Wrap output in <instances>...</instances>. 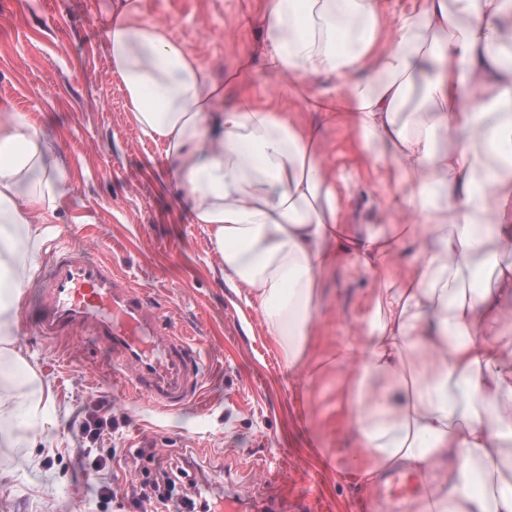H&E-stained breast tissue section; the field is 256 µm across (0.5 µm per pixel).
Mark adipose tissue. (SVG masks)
I'll return each mask as SVG.
<instances>
[{"label":"adipose tissue","mask_w":512,"mask_h":512,"mask_svg":"<svg viewBox=\"0 0 512 512\" xmlns=\"http://www.w3.org/2000/svg\"><path fill=\"white\" fill-rule=\"evenodd\" d=\"M506 0H264L260 67L321 102L342 81L360 146L396 171L404 225L344 223L317 127L225 100L197 53L115 0L109 64L133 125L161 143L225 283L244 289L292 371L309 369L323 273L371 275L342 399L371 483L425 476L416 512H512V11ZM421 86L416 111L408 93ZM69 193L40 129L0 115V440L27 442L51 389L14 350L40 225ZM411 268L394 273L407 247Z\"/></svg>","instance_id":"1"}]
</instances>
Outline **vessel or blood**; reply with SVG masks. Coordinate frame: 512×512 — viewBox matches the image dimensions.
<instances>
[{
  "mask_svg": "<svg viewBox=\"0 0 512 512\" xmlns=\"http://www.w3.org/2000/svg\"><path fill=\"white\" fill-rule=\"evenodd\" d=\"M36 303L34 335L93 338L106 348L114 377L151 407L175 410L199 398L198 343L111 261L74 242L55 245Z\"/></svg>",
  "mask_w": 512,
  "mask_h": 512,
  "instance_id": "1",
  "label": "vessel or blood"
}]
</instances>
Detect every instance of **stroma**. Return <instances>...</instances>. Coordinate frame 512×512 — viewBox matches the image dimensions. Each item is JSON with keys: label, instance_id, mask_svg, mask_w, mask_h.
<instances>
[{"label": "stroma", "instance_id": "obj_1", "mask_svg": "<svg viewBox=\"0 0 512 512\" xmlns=\"http://www.w3.org/2000/svg\"><path fill=\"white\" fill-rule=\"evenodd\" d=\"M113 0H0V112H23L56 145L70 194L55 221L63 240L111 257L196 334L208 363L196 403L153 410L115 383L101 347L50 341L30 330L38 285L18 311L15 347L52 389L33 443L0 445V512H139L135 492L160 465L191 463L213 488L232 484L249 505L310 512H399L385 479L363 484L341 400L347 363L336 351L361 340L373 283L361 269L329 270L317 313L313 373L292 372L262 314L228 288L203 225L176 208L160 144L128 120L124 92L106 56L103 18ZM262 0H145L148 16L194 50L221 79L261 42ZM337 116L306 110L298 97L255 75L246 91L263 105L318 126L349 223L395 193L391 171L370 164L340 115L341 81L320 83ZM106 418L101 442L82 432ZM102 457L106 467L95 468ZM270 462L273 473L257 467ZM112 488L109 498L97 489Z\"/></svg>", "mask_w": 512, "mask_h": 512}]
</instances>
